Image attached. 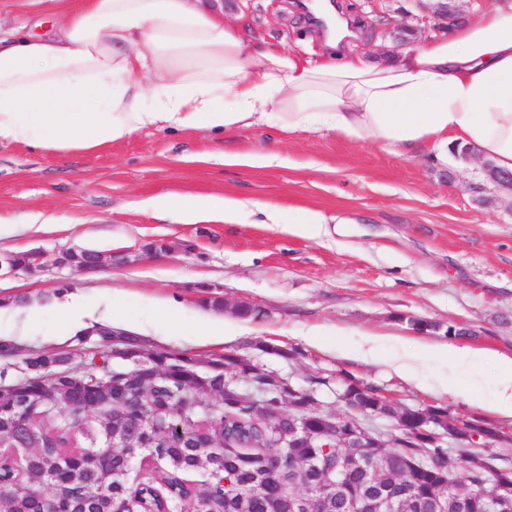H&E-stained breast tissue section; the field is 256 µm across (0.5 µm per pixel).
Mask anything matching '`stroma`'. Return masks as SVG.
Masks as SVG:
<instances>
[{"mask_svg": "<svg viewBox=\"0 0 512 512\" xmlns=\"http://www.w3.org/2000/svg\"><path fill=\"white\" fill-rule=\"evenodd\" d=\"M353 23L345 47L389 59L424 36L420 0H338ZM73 0H0V30L44 33L64 22ZM245 15L255 34L297 51L321 53L320 30L295 0H234L224 19ZM274 151L272 166L227 165L224 153ZM482 157L435 151L414 158L349 143L327 131L288 135L270 125L233 131L143 129L89 154L54 156L23 143L0 146V255L35 249L38 274L0 270V307L47 302L68 292L100 308H117L141 338L210 358L236 349L292 384L322 374L317 403L344 414V375L379 388L394 409L447 406L451 416L512 428V419L443 393L440 382L466 383L470 370L427 361L401 379L379 361L357 358L356 336L389 337L383 352H420L446 341L448 326L464 328L459 345L512 355V194L488 186ZM230 196L276 205L283 217L319 212L347 222L332 237H298L256 224H228L211 214L185 224L150 207L158 197ZM54 216L28 224L29 213ZM167 251L147 252V243ZM70 248L112 251L111 269L92 275L56 265ZM261 309L259 318L220 315L225 343L199 342L194 332L208 311L206 293ZM431 322L427 331L413 322ZM58 320L42 315L17 327L21 355L47 347L80 360L81 337L57 341ZM319 334V344L309 341ZM295 345L291 362L258 350L259 342Z\"/></svg>", "mask_w": 512, "mask_h": 512, "instance_id": "35a3bbf8", "label": "stroma"}]
</instances>
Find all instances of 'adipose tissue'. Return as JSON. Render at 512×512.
Returning a JSON list of instances; mask_svg holds the SVG:
<instances>
[{
  "mask_svg": "<svg viewBox=\"0 0 512 512\" xmlns=\"http://www.w3.org/2000/svg\"><path fill=\"white\" fill-rule=\"evenodd\" d=\"M325 41L329 54L314 58L246 36L225 22L221 0H79L52 34H0V144L66 156L147 127L267 124L331 131L405 157L458 143L512 172V0H485L476 21L430 34L390 62L340 54L337 35ZM157 207L181 221L220 211L230 224L332 234L322 214L287 223L276 207L231 197ZM27 312L60 316L67 339L87 328L76 292ZM423 356L471 367L491 360V391L474 379L452 393L512 418V356L451 343L426 345Z\"/></svg>",
  "mask_w": 512,
  "mask_h": 512,
  "instance_id": "obj_1",
  "label": "adipose tissue"
}]
</instances>
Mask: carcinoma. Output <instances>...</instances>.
Returning a JSON list of instances; mask_svg holds the SVG:
<instances>
[{
	"instance_id": "obj_1",
	"label": "carcinoma",
	"mask_w": 512,
	"mask_h": 512,
	"mask_svg": "<svg viewBox=\"0 0 512 512\" xmlns=\"http://www.w3.org/2000/svg\"><path fill=\"white\" fill-rule=\"evenodd\" d=\"M96 252L70 249L57 258L79 271ZM29 252L4 256V262L26 274L42 270L43 264L28 262ZM229 350L216 361L217 369L204 375L195 360L168 349L150 351L148 370L160 373L152 387L144 382V371L135 375L112 370L109 355L97 350L81 363L88 374L112 375L108 389L89 386L70 376L73 363L61 352L46 351L22 361L25 374L19 388H0V438L10 451V438L27 426L33 448L22 472L4 468L0 473V509L3 512H123L132 505L141 512H171L176 506L203 505L205 512H295L293 487L317 500L319 512H348L346 491L357 489L371 496L386 478V487L401 501L422 503V512H432L435 496H442V512H479L483 493L491 490L499 470L512 469V458L497 457L498 464L480 450L460 452L430 443L416 442L418 412L403 421V447L355 448L342 458L335 448H287L265 442L253 448H237L215 438L205 413L188 407L202 392L214 396L224 426L235 436L260 434L268 414L252 405L226 408L224 371L233 359ZM360 414L374 416L391 412L376 388L365 386L359 394ZM158 412H167L182 429L169 434L145 435L143 422ZM130 432L127 448L90 447L103 429ZM70 449H65V446ZM320 455L319 470L306 467ZM422 461L418 471L404 469L407 457ZM346 466L342 486L323 490L325 474ZM451 467L465 475L470 490L460 495L444 484L440 470Z\"/></svg>"
}]
</instances>
